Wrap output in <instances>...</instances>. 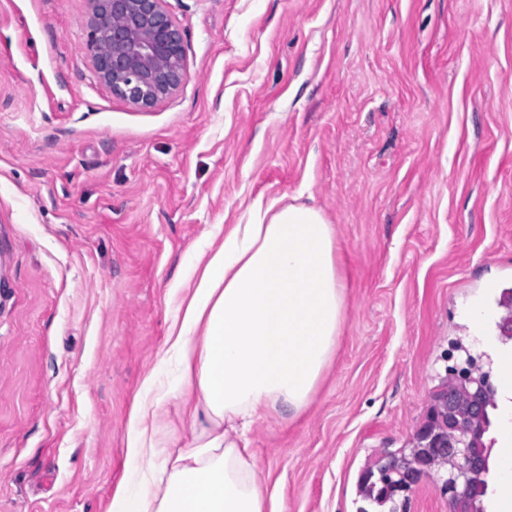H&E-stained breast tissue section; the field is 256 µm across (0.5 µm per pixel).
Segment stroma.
Masks as SVG:
<instances>
[{
    "mask_svg": "<svg viewBox=\"0 0 512 512\" xmlns=\"http://www.w3.org/2000/svg\"><path fill=\"white\" fill-rule=\"evenodd\" d=\"M186 78L139 109L88 0H0V512H109L170 287L255 201L332 224L345 312L306 410L251 433L285 512H357L434 395L512 350V0H168ZM488 310L477 343L464 310Z\"/></svg>",
    "mask_w": 512,
    "mask_h": 512,
    "instance_id": "stroma-1",
    "label": "stroma"
}]
</instances>
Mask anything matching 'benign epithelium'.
<instances>
[{
	"label": "benign epithelium",
	"mask_w": 512,
	"mask_h": 512,
	"mask_svg": "<svg viewBox=\"0 0 512 512\" xmlns=\"http://www.w3.org/2000/svg\"><path fill=\"white\" fill-rule=\"evenodd\" d=\"M87 53L99 81L113 95L138 108H150L174 94L182 85L187 64L184 33L167 8V0H89ZM486 401L480 390L470 395L465 413L471 424L454 438L446 415L454 413L452 393L437 395L435 420L422 427L419 440L427 455L421 468L442 455L456 460L455 468L441 478L440 490L448 496L451 512H471L469 482L487 472L480 441L485 433L481 410Z\"/></svg>",
	"instance_id": "obj_1"
}]
</instances>
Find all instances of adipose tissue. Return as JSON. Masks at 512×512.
Here are the masks:
<instances>
[{
    "instance_id": "1",
    "label": "adipose tissue",
    "mask_w": 512,
    "mask_h": 512,
    "mask_svg": "<svg viewBox=\"0 0 512 512\" xmlns=\"http://www.w3.org/2000/svg\"><path fill=\"white\" fill-rule=\"evenodd\" d=\"M188 278L168 338L178 378L148 375L135 397L126 446L148 466L116 489L110 512H277L250 434L300 415L336 351L345 299L333 227L306 205L255 208L197 252ZM168 398L189 438L158 439Z\"/></svg>"
}]
</instances>
